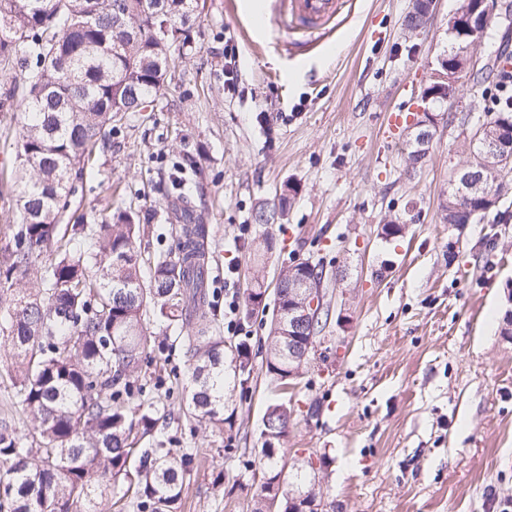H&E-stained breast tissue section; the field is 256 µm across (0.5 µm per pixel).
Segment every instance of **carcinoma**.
<instances>
[{
	"label": "carcinoma",
	"mask_w": 512,
	"mask_h": 512,
	"mask_svg": "<svg viewBox=\"0 0 512 512\" xmlns=\"http://www.w3.org/2000/svg\"><path fill=\"white\" fill-rule=\"evenodd\" d=\"M197 8L198 0H0V75L12 76L0 111L20 112L3 143L15 159L17 217L0 248V337L12 349L0 384L22 415L20 426L0 421V512H112L116 502L181 512L197 454L165 432L166 403L150 400L170 393L167 381L142 374L148 358L172 350V328H191L179 413L212 436L235 427L234 392L250 379L253 355L220 330L205 278V225L184 211L178 252L145 259L135 212L60 223L72 176L122 126L119 114L154 107L172 79ZM484 81L482 126L512 152V92L492 69ZM468 169L497 186L504 172L485 156ZM294 194L285 183L255 223H276ZM492 209L474 200L462 212L448 199L443 221L461 226ZM282 277L319 288L325 271L305 261ZM295 299L293 289H278L266 338V373L277 387L288 386L295 366L282 327ZM325 325L320 316L308 322L295 345ZM292 414L274 402L262 418L253 512H314L315 464L290 470L281 448Z\"/></svg>",
	"instance_id": "cac0c4a2"
}]
</instances>
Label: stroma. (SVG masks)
Here are the masks:
<instances>
[{"mask_svg": "<svg viewBox=\"0 0 512 512\" xmlns=\"http://www.w3.org/2000/svg\"><path fill=\"white\" fill-rule=\"evenodd\" d=\"M202 2L153 111L113 134L61 216L143 211L149 257L174 248L171 227L190 208L208 228L212 286L241 303L254 369L236 393L231 448L185 420L168 426L201 457L184 512H251L249 462L276 401L293 410L289 466L322 463L318 512H512V173L481 219L447 224L441 208L485 119L476 75L461 78L458 109L441 115L416 170L406 134H386L396 111L416 112L460 0H436L417 35L405 27L412 0H345L319 42L296 51L275 25L256 33L242 0ZM287 182L298 189L287 217L254 223ZM391 221L401 233L384 234ZM266 237L273 249L257 255ZM306 260L326 269L331 317L295 384L276 393L262 349L269 320L242 303L254 279L274 296L280 271Z\"/></svg>", "mask_w": 512, "mask_h": 512, "instance_id": "obj_1", "label": "stroma"}]
</instances>
